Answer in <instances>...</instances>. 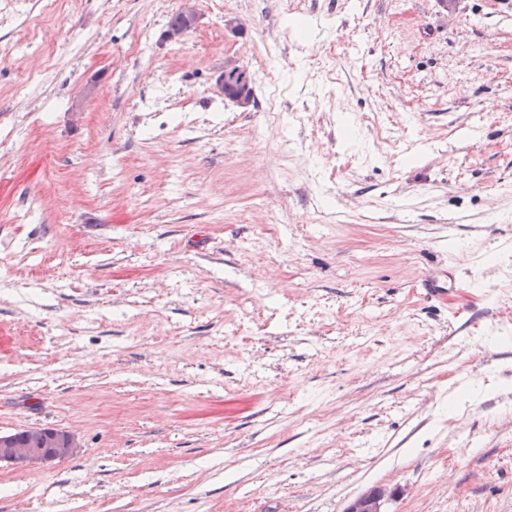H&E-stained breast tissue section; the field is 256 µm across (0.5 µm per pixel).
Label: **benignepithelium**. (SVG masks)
<instances>
[{"label":"benign epithelium","instance_id":"obj_1","mask_svg":"<svg viewBox=\"0 0 512 512\" xmlns=\"http://www.w3.org/2000/svg\"><path fill=\"white\" fill-rule=\"evenodd\" d=\"M182 24L170 26L165 32L169 41L182 39L197 23L195 0H181L177 11ZM253 74L234 57L224 59V68L217 75L216 83L224 92L241 106H247L252 99L251 82ZM34 439L27 444L16 440L12 434H0V465L24 464L42 467L62 461L75 455L80 448L76 436L61 428H33ZM394 491L380 485L369 488L353 498L343 512H386L385 503L392 499Z\"/></svg>","mask_w":512,"mask_h":512}]
</instances>
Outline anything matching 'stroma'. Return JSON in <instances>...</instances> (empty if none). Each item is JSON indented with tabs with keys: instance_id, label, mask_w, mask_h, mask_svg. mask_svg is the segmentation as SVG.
Wrapping results in <instances>:
<instances>
[{
	"instance_id": "35a3bbf8",
	"label": "stroma",
	"mask_w": 512,
	"mask_h": 512,
	"mask_svg": "<svg viewBox=\"0 0 512 512\" xmlns=\"http://www.w3.org/2000/svg\"><path fill=\"white\" fill-rule=\"evenodd\" d=\"M180 5L0 0V512H512V0ZM195 0H182L181 6L177 11L182 21L181 25L168 26L165 32V38L168 41L181 40L197 23V13ZM253 74L234 57L224 58V68L217 75L216 83L226 97H231L241 106H247L252 99L251 82ZM34 436L28 444V430L8 435L0 434V466L2 464H24L30 467H43L46 464L62 461L75 455L81 448L76 436L61 428H32ZM394 490L387 486H374L353 498L343 512H387L385 503L392 499Z\"/></svg>"
}]
</instances>
